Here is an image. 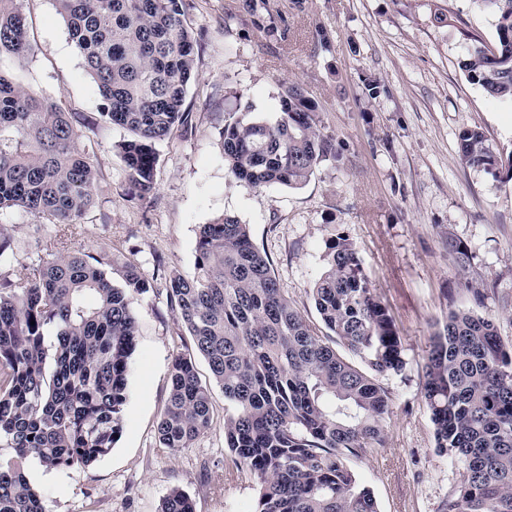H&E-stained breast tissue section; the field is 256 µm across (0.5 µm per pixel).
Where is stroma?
Returning a JSON list of instances; mask_svg holds the SVG:
<instances>
[{"label":"stroma","mask_w":512,"mask_h":512,"mask_svg":"<svg viewBox=\"0 0 512 512\" xmlns=\"http://www.w3.org/2000/svg\"><path fill=\"white\" fill-rule=\"evenodd\" d=\"M237 3L194 0L190 18L202 34L186 97L194 129L157 143L150 197L132 194L112 149L127 131L99 126L100 191L73 225L68 248L111 255L114 285L130 261L152 284L134 305L138 332L121 433L89 466L53 469L32 458L25 472L47 512H158L175 488L190 496L195 512H256L259 488L233 469L224 446V394L204 358L196 369L216 408L212 427L173 455L160 452L156 438L171 362L192 346L167 300L166 279L174 270L194 274L201 225L228 214L248 225L281 288L320 334L312 288L329 242L351 240L395 322L406 366L380 379L391 395L383 446L349 464L379 512H437L462 471L438 453L422 393L430 340L450 311L469 310L494 318L512 342V179L463 165L457 142L462 128L476 127L499 153L512 154V101L490 97L460 67L469 49L495 46L496 19L474 0H307L290 18L288 44L272 46L247 23L225 27ZM24 11L32 52L21 67L0 59V72L21 74L25 86L67 112L97 117L100 93L56 0H24ZM320 23L331 36L326 52L311 41ZM367 76L385 93L367 98ZM292 82L319 105V127L340 157L322 162L300 187L247 189L224 166L218 130L227 96L236 93L238 105L267 115ZM0 223L12 238L0 273L18 275L44 257L51 226L18 212L1 215ZM452 238L468 250L466 268L448 254Z\"/></svg>","instance_id":"1"}]
</instances>
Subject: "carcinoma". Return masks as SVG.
<instances>
[{"label": "carcinoma", "mask_w": 512, "mask_h": 512, "mask_svg": "<svg viewBox=\"0 0 512 512\" xmlns=\"http://www.w3.org/2000/svg\"><path fill=\"white\" fill-rule=\"evenodd\" d=\"M24 0H0V56L24 63L32 51ZM68 33L102 98L100 119L129 138L113 145L129 183L144 199L155 190V145L193 128L185 106L198 42L185 0H57ZM497 18V57L477 47L460 65L492 97L512 100V0H481ZM306 0H239L230 19L269 42L290 37L288 12ZM252 108L227 113L219 130L224 166L249 189L295 188L338 152L318 129V105L292 83L270 117ZM88 121L0 73V215L18 211L54 227L81 223L98 190V140ZM459 156L498 175L503 160L478 129L458 133ZM45 245L46 258L16 278L0 275V512H46L24 465L88 466L106 456L127 400L137 336L134 303L149 292L139 267L90 251ZM316 281V309L330 331L318 335L284 294L248 225L224 215L200 227L195 273L167 281L196 353L228 403L224 441L236 469L259 486L256 512H378L372 490L346 459L383 444L391 397L379 377L405 368L404 347L387 306L370 288L344 235L328 246ZM342 346L364 371L336 350ZM423 396L436 448L456 459L460 482L439 512H512V345L495 321L453 310L432 338ZM210 389L191 354H178L157 424L159 447L188 448L212 426ZM161 512H195L178 488Z\"/></svg>", "instance_id": "obj_1"}]
</instances>
